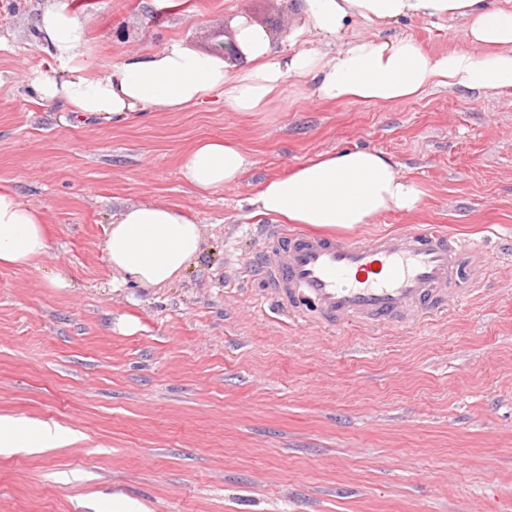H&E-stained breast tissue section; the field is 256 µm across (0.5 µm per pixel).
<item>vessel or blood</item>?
Returning a JSON list of instances; mask_svg holds the SVG:
<instances>
[{"label":"vessel or blood","mask_w":512,"mask_h":512,"mask_svg":"<svg viewBox=\"0 0 512 512\" xmlns=\"http://www.w3.org/2000/svg\"><path fill=\"white\" fill-rule=\"evenodd\" d=\"M262 241L274 260L256 261L250 271L278 308L330 325L396 323L434 307L461 289L466 261L477 253L437 226L341 239L272 224Z\"/></svg>","instance_id":"1"}]
</instances>
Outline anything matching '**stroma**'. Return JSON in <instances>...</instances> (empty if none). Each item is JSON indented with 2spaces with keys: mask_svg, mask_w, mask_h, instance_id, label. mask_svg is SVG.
Returning a JSON list of instances; mask_svg holds the SVG:
<instances>
[{
  "mask_svg": "<svg viewBox=\"0 0 512 512\" xmlns=\"http://www.w3.org/2000/svg\"><path fill=\"white\" fill-rule=\"evenodd\" d=\"M56 0H0V185L40 211L51 244L0 268V415L45 419L79 441L0 455V512H512V90L432 87L381 107L304 98L296 80L264 111L215 102L134 124L36 104L27 79ZM76 15L100 74L172 41L209 53L248 18L276 48L303 22L297 0H90ZM448 23L360 19L347 39L412 36L456 48ZM125 29L126 38L115 35ZM250 156L243 180L190 186L181 159L201 139ZM387 154L423 205L353 229L442 224L488 264L470 291L400 328L317 327L279 312L244 270L259 258L248 198L315 155ZM176 204L202 227L172 283L125 281L102 244L113 215ZM72 288H50L57 268Z\"/></svg>",
  "mask_w": 512,
  "mask_h": 512,
  "instance_id": "obj_1",
  "label": "stroma"
}]
</instances>
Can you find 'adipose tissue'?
I'll use <instances>...</instances> for the list:
<instances>
[{"mask_svg": "<svg viewBox=\"0 0 512 512\" xmlns=\"http://www.w3.org/2000/svg\"><path fill=\"white\" fill-rule=\"evenodd\" d=\"M303 25L275 50L259 26L239 19L237 41L246 60L231 69L224 58L172 42L126 55L98 75L82 47L84 32L68 0L43 12L38 24L54 61L32 73L42 106L99 122H133L144 111L175 112L219 97L236 112H260L289 80L318 101L382 106L417 97L427 88L476 92L512 90V9L494 0H302ZM465 21L467 48L429 52L411 37L345 40L349 20L380 28L410 21ZM250 166L233 140L205 138L184 156V179L203 193L239 183ZM423 200L398 164L368 148L320 153L262 182L249 199L254 214L285 224L348 231L391 212H411ZM200 224L182 208L152 202L124 208L112 222L103 251L112 268L151 288L177 279L197 257ZM50 247L38 210L15 191L0 189V266H32ZM57 423L0 416V452H40L74 441Z\"/></svg>", "mask_w": 512, "mask_h": 512, "instance_id": "adipose-tissue-1", "label": "adipose tissue"}]
</instances>
